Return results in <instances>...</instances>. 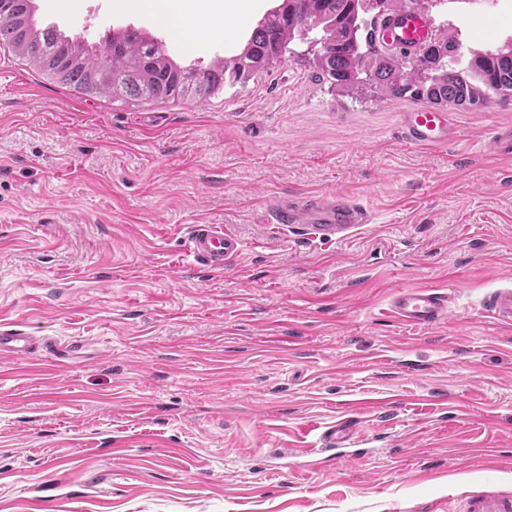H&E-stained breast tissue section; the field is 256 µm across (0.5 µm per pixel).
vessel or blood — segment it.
Returning a JSON list of instances; mask_svg holds the SVG:
<instances>
[{
	"label": "vessel or blood",
	"mask_w": 512,
	"mask_h": 512,
	"mask_svg": "<svg viewBox=\"0 0 512 512\" xmlns=\"http://www.w3.org/2000/svg\"><path fill=\"white\" fill-rule=\"evenodd\" d=\"M433 21L424 13L409 8L397 15L379 19L375 39L382 51L411 57L434 37ZM405 138L417 146L429 147L450 141L455 134L453 113L428 105H418L402 112ZM491 145L504 161L512 160V125L491 131ZM275 225L302 224L312 229L316 238L330 241L337 234L368 223L365 209L342 192L328 195L307 194L277 199L270 208ZM192 252L211 270H223L241 251L240 240L219 224L193 225ZM448 297L426 287L400 289L390 302L391 313L404 323L422 328L440 325L448 314ZM486 316L503 325H512V285L487 293L482 301ZM32 338L18 330H0V355L30 354ZM326 449L349 453L355 444L354 422L344 419L324 432ZM466 512H512V494L488 492L472 498Z\"/></svg>",
	"instance_id": "b4317fda"
}]
</instances>
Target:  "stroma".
Segmentation results:
<instances>
[{
    "label": "stroma",
    "instance_id": "stroma-1",
    "mask_svg": "<svg viewBox=\"0 0 512 512\" xmlns=\"http://www.w3.org/2000/svg\"><path fill=\"white\" fill-rule=\"evenodd\" d=\"M88 43L134 26L181 64L239 53L276 0L227 8L184 48L155 15L35 0ZM298 36L200 102L87 97L0 48V512H464L512 492V163L489 144L512 97L454 106L448 144H409L410 97L350 96ZM341 191L368 224L331 242L274 228L273 198ZM193 224L242 244L215 272ZM446 293V321L387 312ZM355 414L366 454L324 458ZM482 310L486 316L503 325H512V285L487 293L482 301ZM448 296L426 287L400 289L390 302L391 313L404 323L422 328L440 325L448 314ZM32 340V336L19 330H0V355H28L31 353Z\"/></svg>",
    "mask_w": 512,
    "mask_h": 512
}]
</instances>
